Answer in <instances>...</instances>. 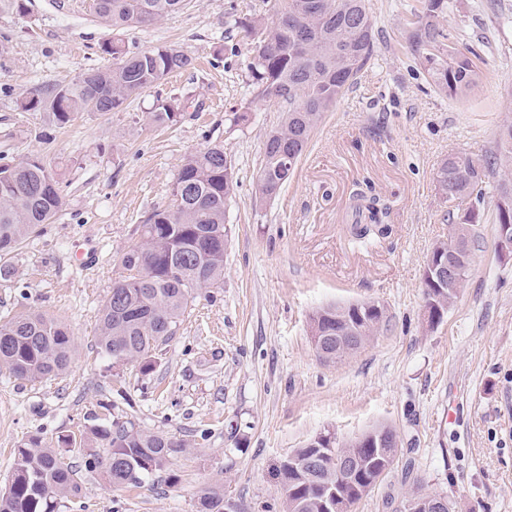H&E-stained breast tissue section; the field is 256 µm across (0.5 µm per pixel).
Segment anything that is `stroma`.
Masks as SVG:
<instances>
[{
	"mask_svg": "<svg viewBox=\"0 0 512 512\" xmlns=\"http://www.w3.org/2000/svg\"><path fill=\"white\" fill-rule=\"evenodd\" d=\"M451 42L475 48L477 87L451 97L432 86L407 39L418 0H367L373 53L325 115L278 197L254 199L263 140L280 104L256 99L247 49L226 36L229 13L272 20L277 0H191L173 19L130 27V50L171 45L194 68L147 89L126 109L48 124L21 110L36 90L110 66L112 31L92 0H30L0 14V152L55 162L65 207L28 239L0 279V318L35 311L67 325L75 350L66 375L24 381L0 368V485L14 450L47 445L107 420L183 440L166 471L116 488L81 470V490L60 512H197L221 488L242 512H284L275 468L316 435L351 441L381 426L399 440L380 486L351 512H397L414 488L447 496L452 512H512V253L494 232L497 192L487 185L466 280L442 322L428 321L423 273L448 237L449 209L435 173L448 154L494 149L512 122V0H452ZM223 55H216V46ZM190 96L172 126L147 120L157 98ZM246 114L233 123L234 114ZM218 142L235 165L224 280L199 292L145 372L97 348L96 314L140 241L144 217L170 203L185 155ZM370 186L391 204L390 231L352 246L350 193ZM90 263H83V256ZM384 303L387 330L356 353L320 359L310 332L319 308Z\"/></svg>",
	"mask_w": 512,
	"mask_h": 512,
	"instance_id": "obj_1",
	"label": "stroma"
}]
</instances>
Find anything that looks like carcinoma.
<instances>
[{
	"label": "carcinoma",
	"mask_w": 512,
	"mask_h": 512,
	"mask_svg": "<svg viewBox=\"0 0 512 512\" xmlns=\"http://www.w3.org/2000/svg\"><path fill=\"white\" fill-rule=\"evenodd\" d=\"M189 0H95L97 16L114 30L144 27L173 19ZM449 0H420L408 20V41L432 83L450 97L470 92L480 72L472 48L461 51L448 44L445 27ZM229 26L248 39L251 73L257 96L283 105L281 122L263 141L264 165L257 183L258 199L271 200L287 184L279 169L282 154L291 156L296 171L314 130L354 83L373 51L372 21L366 0H281L272 22L233 18ZM112 57L109 68L91 69L71 84L53 85L20 102L26 112H44L51 123L64 126L80 113L114 112L167 75L191 69L195 59L172 46L130 51L122 39L102 44ZM185 102L159 100L151 120L160 125L177 121ZM512 124L499 132L496 150L481 157L454 153L436 173L443 197L464 202L483 196L486 180L498 176L496 224H512ZM236 186L232 160L224 147L213 143L188 154L172 185L171 205L151 212L142 228L141 243L121 259L115 288L97 312V344L102 356L136 363L146 372L153 366L152 351L176 332L189 304L202 288L224 279V254L230 227L225 224L227 202ZM353 224H383L386 209H376L368 196L352 195ZM65 206L62 178L41 157L15 160L0 154V277L11 273L10 259L39 227L52 224ZM478 214L448 212L453 233L436 244L452 257L457 240L465 252L456 259L462 275L471 261L472 230ZM428 320L441 322L455 295H443L429 276L423 277ZM384 304L362 301L329 306L311 318L314 336L327 337V350L336 353V337L350 330L368 341L389 325ZM72 333L63 323L41 313L0 319V367L14 376L35 381L63 375L71 363ZM91 448L84 438L66 435L60 448H50L36 435L15 450L8 482L0 488V512H59L65 499L79 491L77 469L63 453L82 452L85 467L105 469L115 487L138 486L162 471L185 447L180 439L137 430L130 422L114 420L90 428ZM396 449L369 444L362 437L331 447L311 444L294 450L280 462L278 479L286 512H336L351 508L372 492L393 465ZM199 512H225L224 494L210 490L199 498Z\"/></svg>",
	"instance_id": "1"
}]
</instances>
